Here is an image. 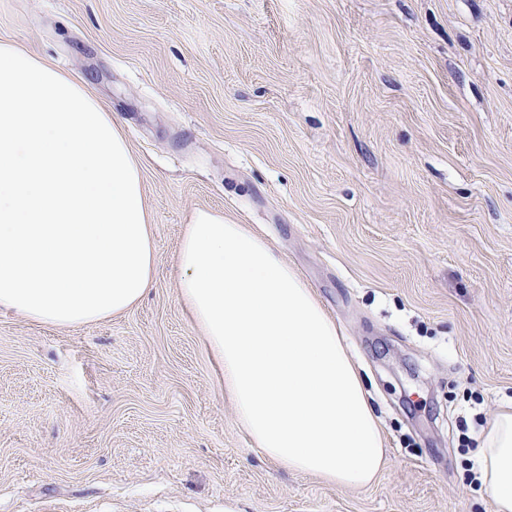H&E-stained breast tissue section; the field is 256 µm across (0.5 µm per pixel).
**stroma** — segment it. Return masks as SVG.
Instances as JSON below:
<instances>
[{"mask_svg": "<svg viewBox=\"0 0 512 512\" xmlns=\"http://www.w3.org/2000/svg\"><path fill=\"white\" fill-rule=\"evenodd\" d=\"M140 165L132 310L0 312V512H494L512 401V0H0ZM261 234L335 319L387 448L369 488L269 462L184 309L190 212ZM480 479L495 512L512 511V403L496 414L478 447Z\"/></svg>", "mask_w": 512, "mask_h": 512, "instance_id": "stroma-1", "label": "stroma"}]
</instances>
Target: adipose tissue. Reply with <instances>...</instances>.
<instances>
[{"label":"adipose tissue","mask_w":512,"mask_h":512,"mask_svg":"<svg viewBox=\"0 0 512 512\" xmlns=\"http://www.w3.org/2000/svg\"><path fill=\"white\" fill-rule=\"evenodd\" d=\"M180 297L263 455L352 488L373 484L382 432L336 323L260 236L206 208L176 256ZM156 253L140 169L80 77L0 42V309L76 327L132 309ZM495 512H512V403L478 447Z\"/></svg>","instance_id":"adipose-tissue-1"}]
</instances>
